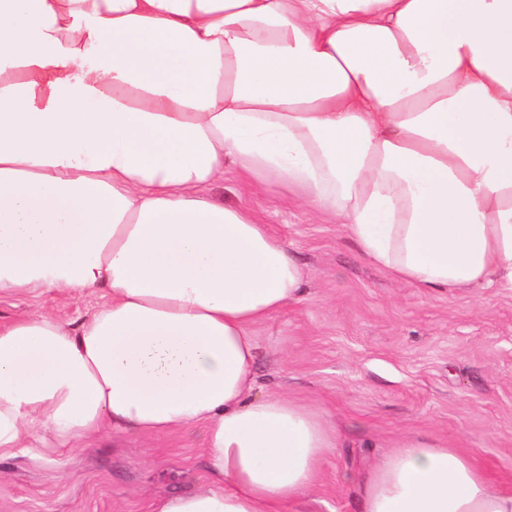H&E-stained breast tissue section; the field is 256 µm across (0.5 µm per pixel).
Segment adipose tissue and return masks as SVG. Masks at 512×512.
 <instances>
[{
    "instance_id": "1",
    "label": "adipose tissue",
    "mask_w": 512,
    "mask_h": 512,
    "mask_svg": "<svg viewBox=\"0 0 512 512\" xmlns=\"http://www.w3.org/2000/svg\"><path fill=\"white\" fill-rule=\"evenodd\" d=\"M300 192L422 289L512 295V0H0V293L88 291L0 324V459L204 429L214 487L156 512H278L335 445L255 390L253 328L301 267L225 166ZM362 512H512L470 458L402 441Z\"/></svg>"
}]
</instances>
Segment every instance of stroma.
Segmentation results:
<instances>
[{
	"label": "stroma",
	"instance_id": "obj_1",
	"mask_svg": "<svg viewBox=\"0 0 512 512\" xmlns=\"http://www.w3.org/2000/svg\"><path fill=\"white\" fill-rule=\"evenodd\" d=\"M207 194L251 208L306 274L302 299L254 327L253 372L260 393L319 408L339 440L316 485L281 512H361L351 474L408 438L457 449L512 490V295L396 281L340 225L231 168ZM101 302L97 292L1 294L0 323L48 311L77 324ZM208 483L202 428L112 433L52 460L34 448L0 459V512H154L157 498Z\"/></svg>",
	"mask_w": 512,
	"mask_h": 512
}]
</instances>
